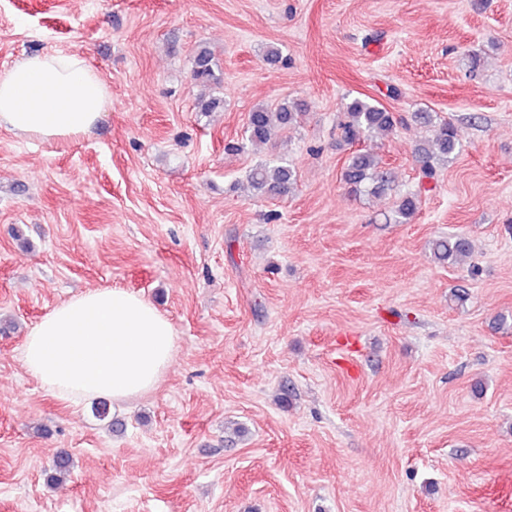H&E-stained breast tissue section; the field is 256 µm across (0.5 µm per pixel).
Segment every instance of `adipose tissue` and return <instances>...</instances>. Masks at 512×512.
<instances>
[{
    "mask_svg": "<svg viewBox=\"0 0 512 512\" xmlns=\"http://www.w3.org/2000/svg\"><path fill=\"white\" fill-rule=\"evenodd\" d=\"M111 96L82 56L38 53L0 68V127L47 144L89 133ZM175 331L152 303L91 288L48 312L26 336L22 361L56 399L120 403L153 390L172 366Z\"/></svg>",
    "mask_w": 512,
    "mask_h": 512,
    "instance_id": "ef3b65f1",
    "label": "adipose tissue"
}]
</instances>
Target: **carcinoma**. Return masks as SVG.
<instances>
[{
    "label": "carcinoma",
    "instance_id": "obj_1",
    "mask_svg": "<svg viewBox=\"0 0 512 512\" xmlns=\"http://www.w3.org/2000/svg\"><path fill=\"white\" fill-rule=\"evenodd\" d=\"M214 66L211 51L199 46L194 56V79L203 86L216 83ZM301 116V104L294 101H285L274 110L258 106L248 114L242 141L252 147L265 145L298 124ZM412 120L430 128L432 132L430 138L415 148V156L423 177L433 179L437 168L445 164L458 147L456 130L432 112H415ZM402 123V116L386 111L376 101L355 97L343 105L336 130L343 142L352 145L364 138H385ZM343 179L353 193L377 197L391 190L393 182L390 169L377 155L365 150H359L349 157ZM247 180L257 196L274 198L291 190L297 182V172L284 161L262 160L248 171ZM421 193L422 190L418 189L399 195L393 203L390 219L396 224L407 223L418 209ZM430 249L437 262L454 265L470 255L471 244L461 237H439L431 242ZM70 466L69 455L59 453L49 480L59 482L65 479Z\"/></svg>",
    "mask_w": 512,
    "mask_h": 512
}]
</instances>
